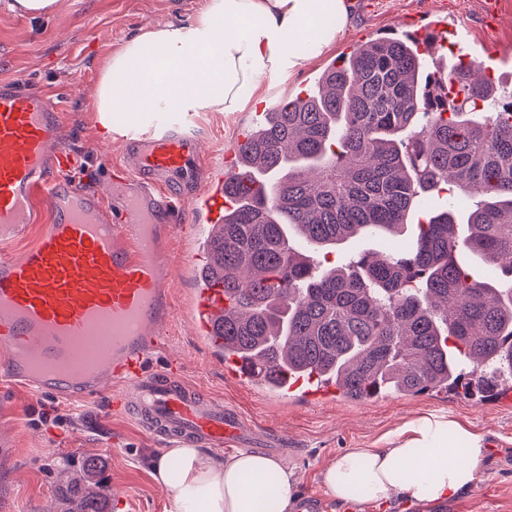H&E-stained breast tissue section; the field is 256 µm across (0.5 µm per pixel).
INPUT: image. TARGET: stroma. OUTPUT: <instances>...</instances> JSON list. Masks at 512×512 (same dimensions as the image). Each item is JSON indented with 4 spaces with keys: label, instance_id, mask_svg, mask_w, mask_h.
Wrapping results in <instances>:
<instances>
[{
    "label": "stroma",
    "instance_id": "obj_1",
    "mask_svg": "<svg viewBox=\"0 0 512 512\" xmlns=\"http://www.w3.org/2000/svg\"><path fill=\"white\" fill-rule=\"evenodd\" d=\"M205 3L181 0L175 7L170 0H57L52 12L36 18L0 8V80L20 77L26 88L48 91L60 100L65 143L79 156L73 179L102 181L122 154L117 137L108 154H101L99 147L95 95L108 58L138 30L191 19ZM427 7V0H377L373 11L353 9L350 24L335 44L299 66L283 84L264 89L268 108L308 90L360 36H402L405 19ZM453 9L469 28L467 41L460 49H443L437 69L447 71L473 60L491 66L497 88L511 90L512 58L488 59L477 0H454ZM195 119L206 148L216 155L257 121L251 107L232 113L199 112ZM171 290L168 349L152 355L151 368H161L167 352L180 353L189 382L234 405L258 428L277 429L288 442L282 460L295 468L302 493L327 500L325 512H354L330 499L320 479L339 452L376 447L387 433L422 417L453 420L484 437L486 468L464 494L469 512H512V403L490 408L484 398L453 392L287 403L264 389L227 380L223 365L205 354L204 339L190 320V280L172 284ZM51 404L64 414V423L36 420V413ZM164 446L134 420L109 411L107 398L61 400L22 385L0 388V512H77L78 500L63 496L62 490L82 481L90 460L99 462L95 479L106 483L110 492L102 501L104 512H110L116 497L125 503L123 512H173L169 494L154 482L146 465Z\"/></svg>",
    "mask_w": 512,
    "mask_h": 512
}]
</instances>
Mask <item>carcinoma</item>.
I'll use <instances>...</instances> for the list:
<instances>
[{
    "instance_id": "obj_1",
    "label": "carcinoma",
    "mask_w": 512,
    "mask_h": 512,
    "mask_svg": "<svg viewBox=\"0 0 512 512\" xmlns=\"http://www.w3.org/2000/svg\"><path fill=\"white\" fill-rule=\"evenodd\" d=\"M471 71L437 74L411 39H372L245 134L203 249L228 303L214 333L261 387L300 376L359 401L512 380V91ZM458 78L450 110L429 88ZM430 193L448 206L428 209ZM413 224L403 252L314 259ZM105 496L96 486L81 512Z\"/></svg>"
}]
</instances>
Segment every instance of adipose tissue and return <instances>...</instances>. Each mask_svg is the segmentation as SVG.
<instances>
[{
  "instance_id": "ef3b65f1",
  "label": "adipose tissue",
  "mask_w": 512,
  "mask_h": 512,
  "mask_svg": "<svg viewBox=\"0 0 512 512\" xmlns=\"http://www.w3.org/2000/svg\"><path fill=\"white\" fill-rule=\"evenodd\" d=\"M351 0H207L189 24L167 23L129 37L106 62L96 89L103 136L113 121L166 109L241 112L262 81L291 76L344 33ZM483 440L454 421L409 424L381 448H348L322 473L331 496L359 506L395 498L446 499L475 486ZM174 512H295L294 470L245 451L225 456L176 445L149 460Z\"/></svg>"
}]
</instances>
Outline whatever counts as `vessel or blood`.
Wrapping results in <instances>:
<instances>
[{"mask_svg":"<svg viewBox=\"0 0 512 512\" xmlns=\"http://www.w3.org/2000/svg\"><path fill=\"white\" fill-rule=\"evenodd\" d=\"M416 38L437 56L441 27ZM193 120L161 110L145 128L127 121L105 198L69 179L76 155L63 143L54 95L0 82V384L61 399L105 393L113 412L132 415L155 436L199 448L250 440L275 451V430H258L188 384L181 364L148 367L165 344L168 285L185 265L169 254L168 240L179 224L223 223L228 206ZM36 223V241L14 250L12 241ZM225 307L220 279L195 285L197 328L212 331Z\"/></svg>","mask_w":512,"mask_h":512,"instance_id":"1","label":"vessel or blood"}]
</instances>
